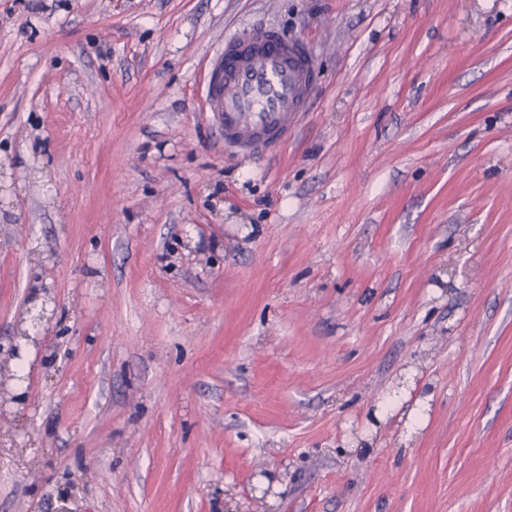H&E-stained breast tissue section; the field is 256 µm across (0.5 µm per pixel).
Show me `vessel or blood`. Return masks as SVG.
<instances>
[{"label":"vessel or blood","mask_w":512,"mask_h":512,"mask_svg":"<svg viewBox=\"0 0 512 512\" xmlns=\"http://www.w3.org/2000/svg\"><path fill=\"white\" fill-rule=\"evenodd\" d=\"M314 76L302 41L258 28L225 38L210 59L207 112L237 150L276 147L297 128Z\"/></svg>","instance_id":"1"}]
</instances>
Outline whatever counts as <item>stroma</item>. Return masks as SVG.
<instances>
[{
    "label": "stroma",
    "mask_w": 512,
    "mask_h": 512,
    "mask_svg": "<svg viewBox=\"0 0 512 512\" xmlns=\"http://www.w3.org/2000/svg\"><path fill=\"white\" fill-rule=\"evenodd\" d=\"M0 512H512V0H0ZM314 76L302 41L264 29L245 31L225 38L210 58L207 112L238 151L274 148L297 128Z\"/></svg>",
    "instance_id": "stroma-1"
}]
</instances>
